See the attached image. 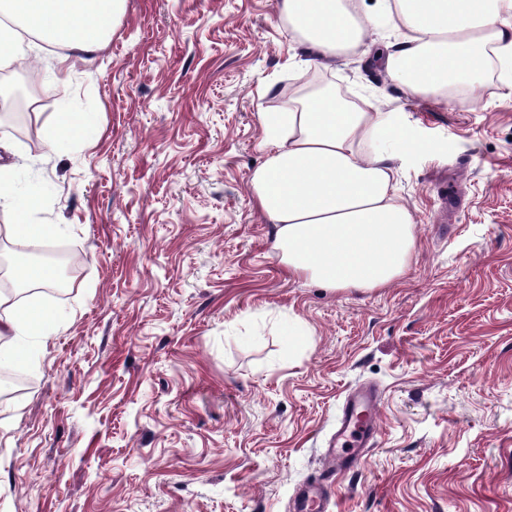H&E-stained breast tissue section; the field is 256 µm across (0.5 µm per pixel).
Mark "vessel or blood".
Segmentation results:
<instances>
[{"label": "vessel or blood", "instance_id": "1", "mask_svg": "<svg viewBox=\"0 0 512 512\" xmlns=\"http://www.w3.org/2000/svg\"><path fill=\"white\" fill-rule=\"evenodd\" d=\"M380 398L376 389L367 388L349 396L343 406V417L336 431L340 452H329L328 465L319 478L297 493L294 512H322L327 493L336 476L361 465L362 451L370 447L376 431Z\"/></svg>", "mask_w": 512, "mask_h": 512}]
</instances>
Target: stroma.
Listing matches in <instances>:
<instances>
[{"instance_id":"stroma-1","label":"stroma","mask_w":512,"mask_h":512,"mask_svg":"<svg viewBox=\"0 0 512 512\" xmlns=\"http://www.w3.org/2000/svg\"><path fill=\"white\" fill-rule=\"evenodd\" d=\"M279 0H125L107 46L34 60V143L0 131L14 197L80 251L58 333L0 408V512H290L347 394L380 392L373 445L331 512H512V92L481 72L415 98L375 51L306 65ZM372 93L419 150L405 275L374 291L289 277L250 178L258 115L308 77ZM97 122L56 149L62 113ZM456 195L454 213L443 198ZM300 324L301 342L288 327Z\"/></svg>"}]
</instances>
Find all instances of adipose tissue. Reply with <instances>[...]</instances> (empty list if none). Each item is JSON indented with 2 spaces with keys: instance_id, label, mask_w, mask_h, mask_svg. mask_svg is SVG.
<instances>
[{
  "instance_id": "obj_1",
  "label": "adipose tissue",
  "mask_w": 512,
  "mask_h": 512,
  "mask_svg": "<svg viewBox=\"0 0 512 512\" xmlns=\"http://www.w3.org/2000/svg\"><path fill=\"white\" fill-rule=\"evenodd\" d=\"M406 35L382 65L414 96L447 95L472 82L489 56L512 70V0H382ZM124 0H0V49L28 34L62 49L58 65L101 50ZM280 17L302 38L313 62L329 66L366 47L371 19L363 0H280ZM266 158L250 182L257 209L277 227L275 247L289 275L341 291H371L405 274L415 249L414 217L398 199L392 164L417 144L397 113L370 99L346 106L330 95L294 98L284 112L259 115ZM18 241L13 272L48 285L46 266L28 255L47 240L46 224L0 226ZM39 304L16 306L0 293V339L15 362L33 360L30 336H51Z\"/></svg>"
}]
</instances>
